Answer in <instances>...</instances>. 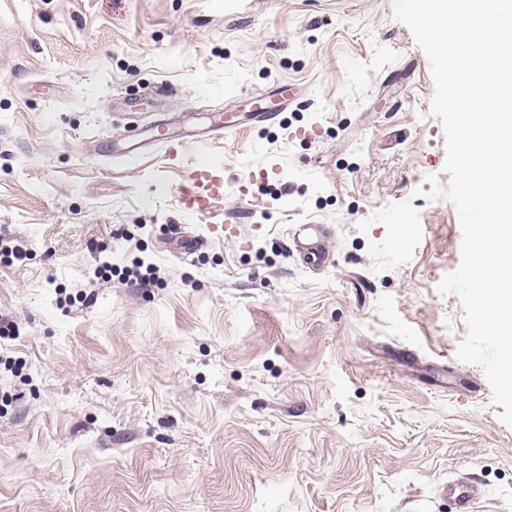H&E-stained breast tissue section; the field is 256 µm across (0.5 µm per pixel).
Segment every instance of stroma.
I'll return each instance as SVG.
<instances>
[{"instance_id":"obj_1","label":"stroma","mask_w":512,"mask_h":512,"mask_svg":"<svg viewBox=\"0 0 512 512\" xmlns=\"http://www.w3.org/2000/svg\"><path fill=\"white\" fill-rule=\"evenodd\" d=\"M433 92L391 0H0V512H452L463 476L512 512V428L437 292L457 211L414 194L449 181ZM170 138L223 169L209 218ZM405 200L422 241L373 271L357 224ZM275 93L270 96H260L255 103L252 111L255 113L257 122H267L273 120L278 112H283L292 103L291 97Z\"/></svg>"}]
</instances>
